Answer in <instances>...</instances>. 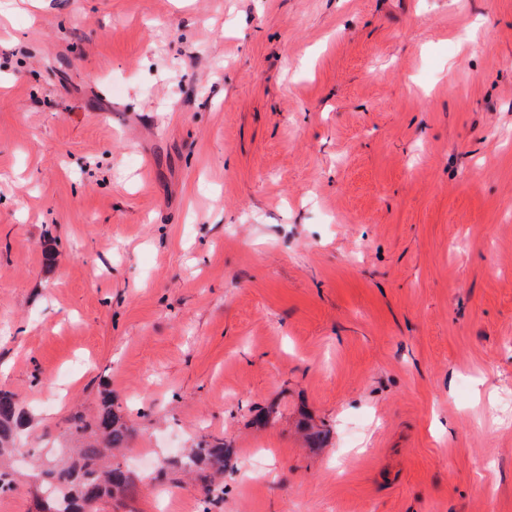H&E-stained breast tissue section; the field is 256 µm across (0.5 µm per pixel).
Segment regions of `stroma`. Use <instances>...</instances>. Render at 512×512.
<instances>
[{"label": "stroma", "mask_w": 512, "mask_h": 512, "mask_svg": "<svg viewBox=\"0 0 512 512\" xmlns=\"http://www.w3.org/2000/svg\"><path fill=\"white\" fill-rule=\"evenodd\" d=\"M0 389L96 512H512V0H0ZM113 406L112 395H107L92 421L81 416L70 418V434L86 441L60 468L38 475L42 481L41 492H49L51 512H86L113 492L129 489V476L122 466L105 464V458L125 448L130 438L129 428ZM169 469L195 473L202 484L204 502L211 500L215 481L224 475V444L200 442L189 448L179 460L166 461L157 470V478L164 480Z\"/></svg>", "instance_id": "1"}]
</instances>
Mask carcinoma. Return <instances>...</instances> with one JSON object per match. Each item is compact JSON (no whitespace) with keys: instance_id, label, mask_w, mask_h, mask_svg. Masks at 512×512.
Returning <instances> with one entry per match:
<instances>
[{"instance_id":"obj_1","label":"carcinoma","mask_w":512,"mask_h":512,"mask_svg":"<svg viewBox=\"0 0 512 512\" xmlns=\"http://www.w3.org/2000/svg\"><path fill=\"white\" fill-rule=\"evenodd\" d=\"M26 427L27 421L13 396L0 390V494L16 489L9 461L18 452L16 441ZM68 431L85 439L82 447L60 468L38 475L41 491L49 492L53 512H87L113 492L129 489V476L122 466L105 464V458L125 447L130 438L129 428L113 409L112 396L103 398L102 409L93 420L71 417ZM170 469L196 474L207 503L215 491V481L224 475V445L200 442L181 459L161 464L157 478L166 479Z\"/></svg>"}]
</instances>
